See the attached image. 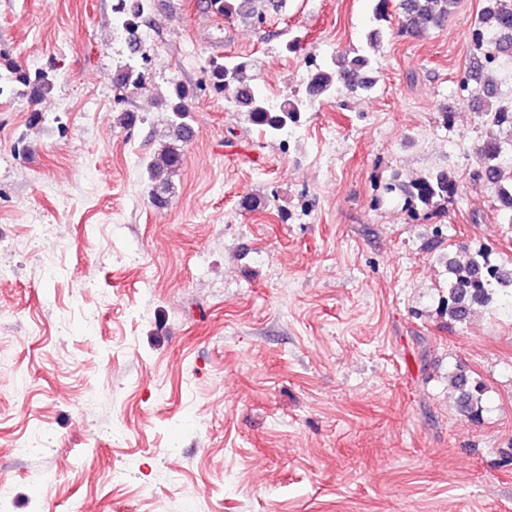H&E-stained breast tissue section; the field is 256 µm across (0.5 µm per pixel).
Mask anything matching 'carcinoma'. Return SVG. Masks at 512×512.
I'll return each mask as SVG.
<instances>
[{
	"label": "carcinoma",
	"instance_id": "obj_1",
	"mask_svg": "<svg viewBox=\"0 0 512 512\" xmlns=\"http://www.w3.org/2000/svg\"><path fill=\"white\" fill-rule=\"evenodd\" d=\"M220 14L236 16L255 23H263L266 11L263 0H212ZM458 0H402L399 4L397 33L413 39L442 28L457 7ZM149 7L148 0H118L115 7L123 27L131 29ZM474 38L479 54L469 66V76L478 84L480 99L486 103L488 115L485 138L478 148L479 164L474 177L489 186L494 193L497 221L512 224V102L503 104L495 80L482 79L490 67L503 57L512 58V0H484L477 19ZM0 95L17 86L32 101L44 98L53 88L43 72L30 75L15 61L0 55ZM252 64L239 56L212 58L204 69L205 81L217 92L228 95V101L244 119L269 136H282L297 127L308 103L319 98H330L339 93L355 97L371 93L376 80L371 57L367 54L338 53L321 63L309 61V75L305 97H284L276 105L264 97L254 77L248 75ZM115 84L123 89L143 87L139 61L128 59L114 76ZM195 88L173 79L160 102L169 112L167 141L144 163V174L154 204L166 201L174 189L173 178L183 164V146L194 133L188 100ZM386 194L403 197L404 207L411 214L430 219L455 199L458 184L446 169H433L424 175L406 180L399 174L384 187ZM502 290L512 293V260L496 263L489 250L481 246L471 252L466 261L448 260V286L442 296L441 309L448 321L462 323L477 307H487L494 293ZM457 393L458 410L466 416L478 414L481 386L461 372L451 379Z\"/></svg>",
	"mask_w": 512,
	"mask_h": 512
}]
</instances>
